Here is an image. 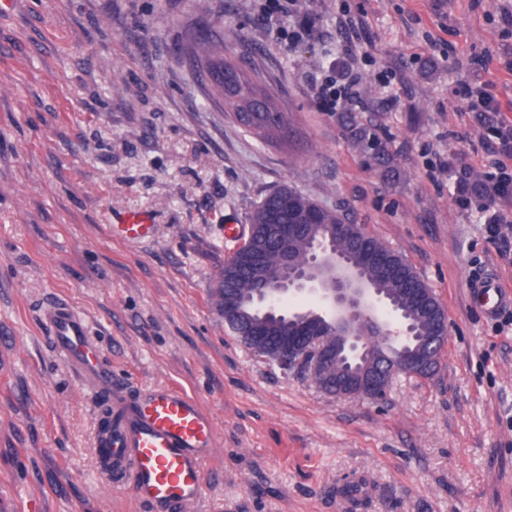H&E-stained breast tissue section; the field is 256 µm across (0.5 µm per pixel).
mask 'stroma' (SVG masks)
I'll list each match as a JSON object with an SVG mask.
<instances>
[{"label":"stroma","mask_w":512,"mask_h":512,"mask_svg":"<svg viewBox=\"0 0 512 512\" xmlns=\"http://www.w3.org/2000/svg\"><path fill=\"white\" fill-rule=\"evenodd\" d=\"M264 0H13L0 12V512H147L98 473L99 395L44 339L42 314L73 304L104 366L132 390L198 398L220 446L196 512H512V308L486 319L470 270L512 289V229L462 186L512 126V0H289L316 18L285 48L257 25ZM364 108H318L313 76L342 63ZM223 37L287 112L291 138L258 141L210 96L184 51ZM121 66L130 91L110 94ZM472 88L499 112L480 113ZM376 139L362 151L344 116ZM386 153L390 165L378 162ZM340 211L400 252L446 311L429 380L380 400L334 397L254 356L212 295L254 204L281 185ZM167 207H156L158 198ZM146 210L152 238L112 225Z\"/></svg>","instance_id":"stroma-1"}]
</instances>
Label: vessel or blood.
<instances>
[{"mask_svg":"<svg viewBox=\"0 0 512 512\" xmlns=\"http://www.w3.org/2000/svg\"><path fill=\"white\" fill-rule=\"evenodd\" d=\"M154 231L146 212L112 228L113 236L126 241L149 239ZM467 288L471 302L487 317L512 306V291L490 273L472 272ZM42 323L50 348L88 389L111 400L112 428L95 440L101 476L151 512H191L203 495L205 467L219 443L211 415L197 399L169 386L130 394L124 381L101 365L85 316L68 303L49 305Z\"/></svg>","mask_w":512,"mask_h":512,"instance_id":"1","label":"vessel or blood"}]
</instances>
